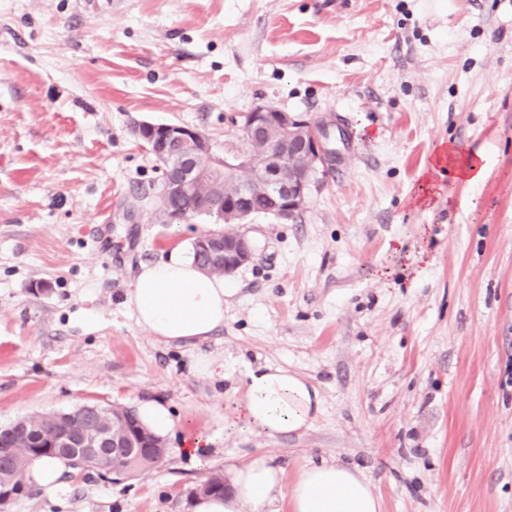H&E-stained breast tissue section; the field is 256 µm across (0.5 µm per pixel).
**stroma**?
<instances>
[{
	"label": "stroma",
	"instance_id": "obj_1",
	"mask_svg": "<svg viewBox=\"0 0 512 512\" xmlns=\"http://www.w3.org/2000/svg\"><path fill=\"white\" fill-rule=\"evenodd\" d=\"M266 105L349 146L294 219L230 227L254 257L223 327L161 343L128 304L141 264L227 227L160 218L134 127L234 154ZM442 142L490 175L416 203ZM257 366L317 388L310 428L225 431ZM144 400L210 456L119 483L74 470L5 512H190L260 455L288 485L320 459L356 467L382 512H512V0H0V426Z\"/></svg>",
	"mask_w": 512,
	"mask_h": 512
}]
</instances>
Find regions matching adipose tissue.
Masks as SVG:
<instances>
[{
    "mask_svg": "<svg viewBox=\"0 0 512 512\" xmlns=\"http://www.w3.org/2000/svg\"><path fill=\"white\" fill-rule=\"evenodd\" d=\"M433 164L471 186L482 184L490 171L485 157L461 158L445 145L436 149ZM232 293L225 276L202 272L190 251L176 249L141 265L128 302L137 324L156 340L195 344L223 326L224 304ZM241 384L234 422L258 436L306 430L321 410L317 388L282 367L248 369ZM279 492L285 493L290 512H381L380 500L354 467L313 462L287 489L282 470L263 456L235 468L223 495L196 498L192 512H261Z\"/></svg>",
    "mask_w": 512,
    "mask_h": 512,
    "instance_id": "1",
    "label": "adipose tissue"
}]
</instances>
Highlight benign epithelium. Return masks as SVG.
<instances>
[{"label":"benign epithelium","instance_id":"1","mask_svg":"<svg viewBox=\"0 0 512 512\" xmlns=\"http://www.w3.org/2000/svg\"><path fill=\"white\" fill-rule=\"evenodd\" d=\"M272 128L282 135L269 140L260 154L251 152L230 157L215 153L209 141L198 131L179 125L143 123L137 133L161 163L157 194L158 209L165 219L181 216L169 209V198L198 184L210 181L215 193L202 205L206 213H216L227 224H241L251 212L248 197L262 187L276 203L274 213L281 220H291L306 204L307 192L317 168L325 163L328 148L317 125L301 116L282 112L273 106H262L249 113L242 127L244 137H254ZM236 181V191L226 198L221 189L225 181ZM200 249L216 264H224L230 274L252 259V247L236 233L208 234L200 239ZM98 406L83 405L77 412L58 415L53 438L30 434L31 456L39 457L47 450L63 451L70 459L84 463L112 460V469L105 474L119 481L127 477L130 461L154 451L148 433L140 426L128 428L118 424L120 435L110 436L99 429L77 428L75 414L92 417ZM25 431L24 423L0 427V458L10 457L16 435Z\"/></svg>","mask_w":512,"mask_h":512}]
</instances>
